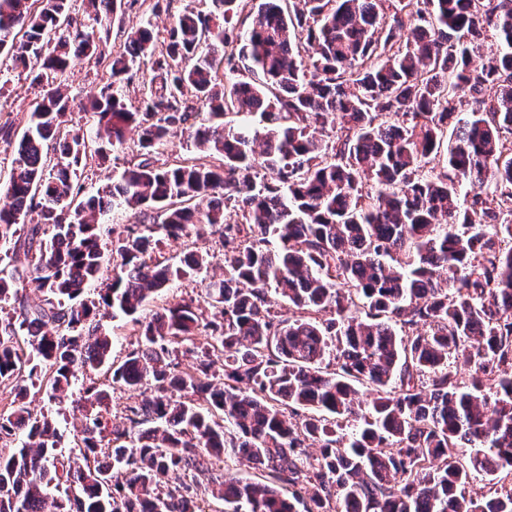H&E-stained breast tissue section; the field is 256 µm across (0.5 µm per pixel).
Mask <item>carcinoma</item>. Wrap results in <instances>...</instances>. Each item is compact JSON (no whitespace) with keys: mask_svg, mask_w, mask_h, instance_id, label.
<instances>
[{"mask_svg":"<svg viewBox=\"0 0 512 512\" xmlns=\"http://www.w3.org/2000/svg\"><path fill=\"white\" fill-rule=\"evenodd\" d=\"M239 2L179 15L156 58L149 21L115 56L96 41L118 0H0V51L36 61L42 86L0 185V243L30 218L44 294L29 304L0 256L15 314L0 325V512H204L205 481L225 512H512V486L465 494L473 472L512 476V0H260L246 24ZM82 56L109 72L80 105L92 139L62 91ZM147 59L132 107L120 84ZM132 130L137 161L85 194L89 147ZM178 132L203 156L157 165ZM119 205L135 218L121 231ZM193 229L218 237L224 277L145 313L208 269L190 246L155 255ZM106 237L121 262L95 301ZM282 301L301 315L279 319ZM108 316L138 336L118 366ZM202 335L195 372L179 370ZM104 366L107 385L91 377ZM77 383L65 455L24 399L62 404ZM117 387L145 398L109 426ZM232 457L257 479L215 474Z\"/></svg>","mask_w":512,"mask_h":512,"instance_id":"obj_1","label":"carcinoma"}]
</instances>
